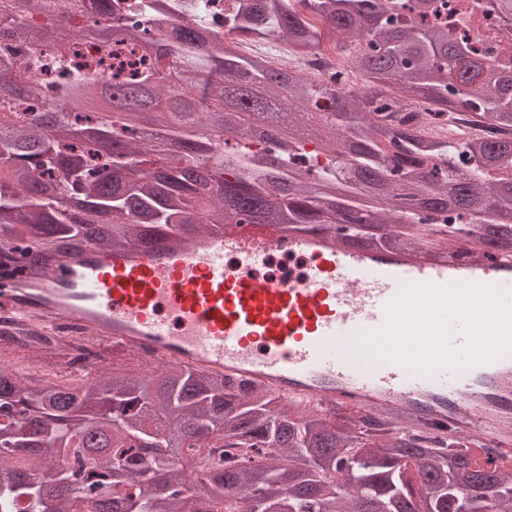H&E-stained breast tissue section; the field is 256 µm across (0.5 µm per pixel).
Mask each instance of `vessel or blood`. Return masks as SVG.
Segmentation results:
<instances>
[{"instance_id":"vessel-or-blood-1","label":"vessel or blood","mask_w":512,"mask_h":512,"mask_svg":"<svg viewBox=\"0 0 512 512\" xmlns=\"http://www.w3.org/2000/svg\"><path fill=\"white\" fill-rule=\"evenodd\" d=\"M0 346L68 344L243 381L305 410L397 411L512 460V262L346 248L273 224L18 256Z\"/></svg>"}]
</instances>
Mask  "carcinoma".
<instances>
[{
    "label": "carcinoma",
    "mask_w": 512,
    "mask_h": 512,
    "mask_svg": "<svg viewBox=\"0 0 512 512\" xmlns=\"http://www.w3.org/2000/svg\"><path fill=\"white\" fill-rule=\"evenodd\" d=\"M112 3L88 0L95 21L79 27L0 21V245L113 251L165 228L252 223L346 225L342 242L396 253L512 254V69L497 63L512 45L474 46L470 4L450 32L412 19L435 0H233L221 33L208 0L126 15ZM486 7L512 23V0ZM75 27L135 43L148 64L118 81L44 78L32 39L51 34L63 64ZM324 27L349 43L364 90L239 49L260 36L306 54ZM474 446L179 367L30 386L0 366V467L13 472L0 512H78L80 489L94 512H512V468H481Z\"/></svg>",
    "instance_id": "cac0c4a2"
}]
</instances>
